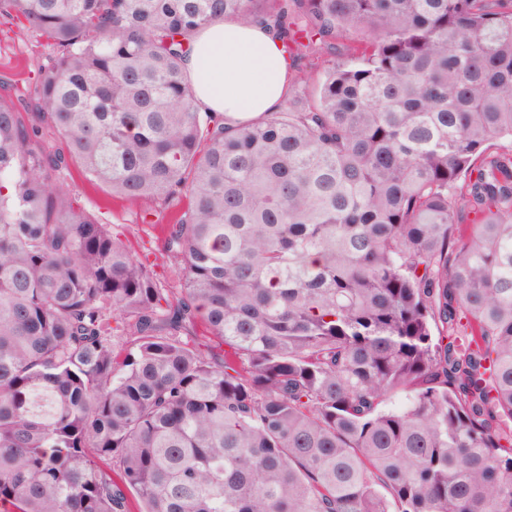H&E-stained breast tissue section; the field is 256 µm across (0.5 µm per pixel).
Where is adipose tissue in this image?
<instances>
[{
  "label": "adipose tissue",
  "mask_w": 512,
  "mask_h": 512,
  "mask_svg": "<svg viewBox=\"0 0 512 512\" xmlns=\"http://www.w3.org/2000/svg\"><path fill=\"white\" fill-rule=\"evenodd\" d=\"M182 70L197 108L247 120L278 110L293 65L268 27L221 18L195 33Z\"/></svg>",
  "instance_id": "obj_1"
}]
</instances>
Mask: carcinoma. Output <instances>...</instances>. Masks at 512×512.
Instances as JSON below:
<instances>
[{"label": "carcinoma", "instance_id": "cac0c4a2", "mask_svg": "<svg viewBox=\"0 0 512 512\" xmlns=\"http://www.w3.org/2000/svg\"><path fill=\"white\" fill-rule=\"evenodd\" d=\"M0 16L61 49L31 122L0 95V512H512V0ZM218 17L320 59L305 101L200 111ZM72 166L172 208V287Z\"/></svg>", "mask_w": 512, "mask_h": 512}]
</instances>
